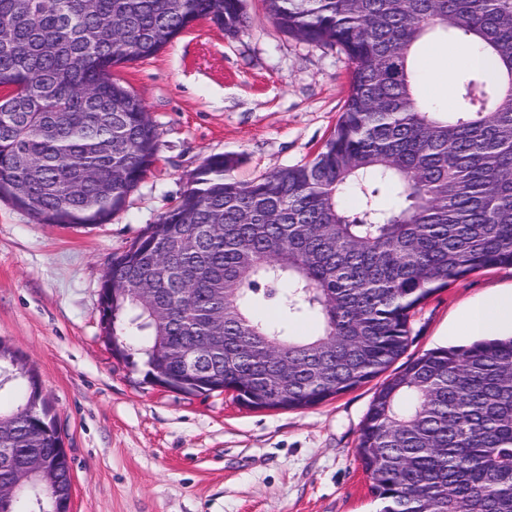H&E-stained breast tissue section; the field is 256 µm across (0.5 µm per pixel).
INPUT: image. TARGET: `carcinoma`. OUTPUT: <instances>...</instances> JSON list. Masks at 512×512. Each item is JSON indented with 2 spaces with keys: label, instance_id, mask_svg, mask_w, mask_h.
<instances>
[{
  "label": "carcinoma",
  "instance_id": "obj_1",
  "mask_svg": "<svg viewBox=\"0 0 512 512\" xmlns=\"http://www.w3.org/2000/svg\"><path fill=\"white\" fill-rule=\"evenodd\" d=\"M0 0V199L43 224H97L158 159L142 99L112 69L198 21L235 36L245 0ZM288 34L337 47L349 93L314 158L260 179L213 155L112 259V355L191 395L295 410L355 390L407 351L411 312L468 274L512 266V0H264ZM466 53L453 109L419 96L416 48ZM351 190L357 204H345ZM271 300L276 321L255 315ZM311 314L319 333L288 322ZM0 512H67L72 476L35 369L0 339ZM356 458L380 512H512V336L406 362L374 394ZM43 464L36 473L31 463Z\"/></svg>",
  "mask_w": 512,
  "mask_h": 512
}]
</instances>
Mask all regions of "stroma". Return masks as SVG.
Masks as SVG:
<instances>
[{
	"label": "stroma",
	"instance_id": "35a3bbf8",
	"mask_svg": "<svg viewBox=\"0 0 512 512\" xmlns=\"http://www.w3.org/2000/svg\"><path fill=\"white\" fill-rule=\"evenodd\" d=\"M247 29L196 23L156 56L114 75L144 101L159 160L100 224L38 223L0 200V339L34 366L72 471L70 512H379L355 448L379 380L299 410H248L227 393L148 383L113 358L100 312L103 275L186 190L204 160L229 153L250 181L311 160L347 95L338 49L299 40L246 0ZM458 42H422L423 100L445 108ZM512 289V267L452 282L411 317L406 359L467 344L477 301Z\"/></svg>",
	"mask_w": 512,
	"mask_h": 512
}]
</instances>
